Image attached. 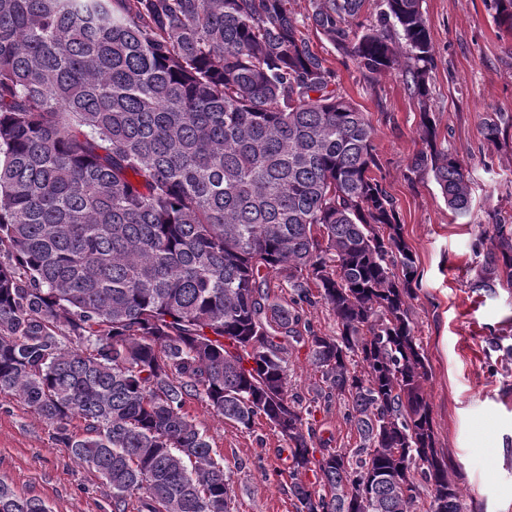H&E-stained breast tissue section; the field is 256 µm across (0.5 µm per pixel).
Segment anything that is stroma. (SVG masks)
<instances>
[{
	"instance_id": "stroma-1",
	"label": "stroma",
	"mask_w": 512,
	"mask_h": 512,
	"mask_svg": "<svg viewBox=\"0 0 512 512\" xmlns=\"http://www.w3.org/2000/svg\"><path fill=\"white\" fill-rule=\"evenodd\" d=\"M422 11L434 47L430 110L470 178L466 221L453 219L432 175L407 170L421 142L417 104L401 69L362 76L322 34L309 37L337 90L377 129L382 184L422 275L411 318L430 365L426 391L437 448L466 512H512V363H500L491 347L500 336L512 344V288H472L470 249L490 212L512 216V38L496 27L489 0H422ZM490 118L503 129L494 144L482 134ZM287 374L289 395L312 410L314 448L353 451L356 434L344 418L350 403L316 401L323 382L308 348L289 353ZM185 409L226 467L231 512H294L288 444L265 419L240 427L200 397ZM0 481L40 497L51 512H112L109 486L73 460L33 408L1 395Z\"/></svg>"
}]
</instances>
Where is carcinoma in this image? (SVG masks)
<instances>
[{
    "mask_svg": "<svg viewBox=\"0 0 512 512\" xmlns=\"http://www.w3.org/2000/svg\"><path fill=\"white\" fill-rule=\"evenodd\" d=\"M308 19L364 76L398 65L432 174L456 219L469 179L428 104L422 0H310ZM512 32V0H493ZM291 0H0V395L34 408L112 489V512H229L224 463L185 410L204 398L288 441L295 512H463L439 457L430 369L409 300L415 255L377 177L367 113L337 92ZM471 242L477 288L512 287V223ZM283 273L286 303L270 300ZM332 310L318 335L303 305ZM307 346L348 398L356 460L316 449L288 395ZM357 357L362 370L351 368ZM83 422V432L69 425ZM0 512H50L0 482Z\"/></svg>",
    "mask_w": 512,
    "mask_h": 512,
    "instance_id": "carcinoma-1",
    "label": "carcinoma"
}]
</instances>
